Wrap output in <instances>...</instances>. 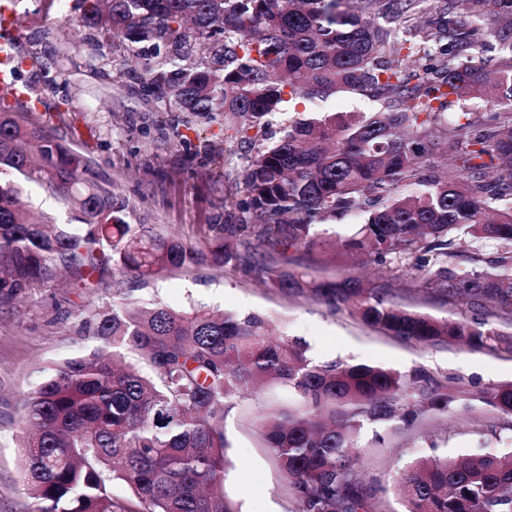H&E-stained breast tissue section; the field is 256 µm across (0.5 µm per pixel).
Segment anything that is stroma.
Returning <instances> with one entry per match:
<instances>
[{"mask_svg": "<svg viewBox=\"0 0 512 512\" xmlns=\"http://www.w3.org/2000/svg\"><path fill=\"white\" fill-rule=\"evenodd\" d=\"M18 34L14 52L23 59L18 84L29 98L0 85V110L18 113L88 157L129 203L128 220L151 224L199 241L223 223L226 201H243L240 175L249 151L224 138V117L203 118L171 111L147 93L142 56L160 63L171 39L133 47L112 46L98 29L84 26L80 0H0ZM319 279L358 277L391 286L396 304L438 318H476L477 309L448 301L426 287L422 276L389 260L362 265L355 259L315 260ZM104 273L101 290L86 296L69 276L55 287L34 288L13 300L0 299V512H33L23 482L20 399L41 370L97 345L85 329L86 306L104 310L120 303H160L178 311L194 308L264 317L277 337L307 346L320 361L343 360L408 371L417 367L461 385L512 381V355L459 347L401 342L365 326L345 310L300 294L263 285L248 266L173 270L140 284L114 290ZM255 403L234 401L224 418L230 464L225 492L241 512H298L290 484L270 458L251 422ZM359 444L360 472L377 490L373 512H403L395 480L413 457L431 454L503 453L512 450V431L491 411L469 419H436L406 433L397 422L368 425Z\"/></svg>", "mask_w": 512, "mask_h": 512, "instance_id": "obj_1", "label": "stroma"}]
</instances>
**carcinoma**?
I'll list each match as a JSON object with an SVG mask.
<instances>
[{
    "label": "carcinoma",
    "mask_w": 512,
    "mask_h": 512,
    "mask_svg": "<svg viewBox=\"0 0 512 512\" xmlns=\"http://www.w3.org/2000/svg\"><path fill=\"white\" fill-rule=\"evenodd\" d=\"M438 18L411 23L428 0H389L395 30L365 15L376 0H85L82 22L131 44L178 39L148 85L184 112L224 113V140L254 151L243 174L237 224L199 242L127 221V201L90 161L43 127L0 112V174L54 191L80 223L71 231L30 211L20 189L0 183V291L49 288L59 269L90 294L98 274L146 283L174 270L236 266L234 239L250 231L271 248L382 264L412 258L426 284L463 297L483 319H439L385 300L387 289L357 278L316 279L254 256L248 266L271 286L344 308L367 327L405 342L512 353V54L489 77L471 53L473 22L512 36V0H438ZM456 20L450 24L448 12ZM365 95L373 112H314L336 97ZM484 99L492 112L448 105ZM306 106L271 146L266 117ZM455 163L435 170L433 151ZM357 215L359 229L336 243L312 225ZM493 241L484 268L455 250L457 233ZM428 253L446 265L424 270ZM98 345L44 374L23 398L22 462L35 512H239L224 493V414L246 395L281 386L290 406L258 405L267 452L288 478L300 512H371L360 473L365 424L396 420L423 428L455 413L448 380L333 360L269 333L258 315L179 312L162 304L89 311ZM512 428V382L469 393ZM123 486L128 498L113 493ZM406 512H512V452L426 455L396 487Z\"/></svg>",
    "instance_id": "carcinoma-1"
}]
</instances>
